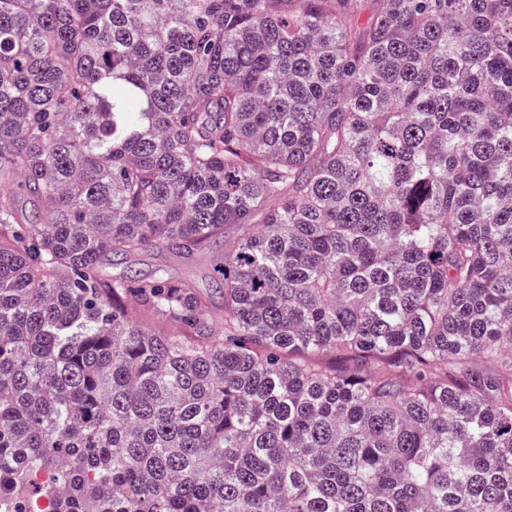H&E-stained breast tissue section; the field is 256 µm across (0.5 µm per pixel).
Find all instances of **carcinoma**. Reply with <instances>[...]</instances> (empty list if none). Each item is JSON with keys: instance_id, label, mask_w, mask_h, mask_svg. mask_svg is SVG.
<instances>
[{"instance_id": "carcinoma-1", "label": "carcinoma", "mask_w": 512, "mask_h": 512, "mask_svg": "<svg viewBox=\"0 0 512 512\" xmlns=\"http://www.w3.org/2000/svg\"><path fill=\"white\" fill-rule=\"evenodd\" d=\"M0 476L512 512V0H0ZM131 267L143 276H151L159 268H164L169 274L192 280L200 290L211 296L212 305L215 308L222 306L220 294L215 290V284L211 278V261L208 255L197 258L194 262L183 263L168 254L162 249H154L151 253L127 260H115L107 268V274L117 276Z\"/></svg>"}]
</instances>
